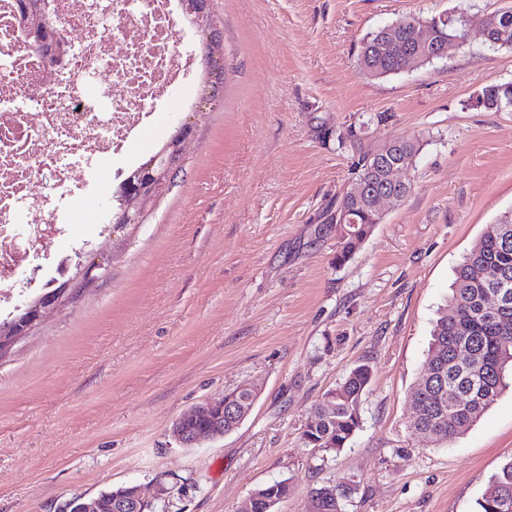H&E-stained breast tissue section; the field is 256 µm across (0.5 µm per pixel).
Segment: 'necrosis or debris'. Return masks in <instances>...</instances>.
I'll use <instances>...</instances> for the list:
<instances>
[{
    "label": "necrosis or debris",
    "instance_id": "necrosis-or-debris-1",
    "mask_svg": "<svg viewBox=\"0 0 512 512\" xmlns=\"http://www.w3.org/2000/svg\"><path fill=\"white\" fill-rule=\"evenodd\" d=\"M22 0H0V320L17 297L66 279L74 257L107 228L86 230L74 203L99 184L122 182L139 164L128 146L159 127L157 103L192 85L200 57L176 45L178 0H58L59 62L25 36ZM128 94L114 101L113 82ZM121 164H114V157ZM49 194L32 192L33 181ZM62 249L37 251L40 242Z\"/></svg>",
    "mask_w": 512,
    "mask_h": 512
}]
</instances>
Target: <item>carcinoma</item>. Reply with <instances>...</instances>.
Instances as JSON below:
<instances>
[{
  "label": "carcinoma",
  "mask_w": 512,
  "mask_h": 512,
  "mask_svg": "<svg viewBox=\"0 0 512 512\" xmlns=\"http://www.w3.org/2000/svg\"><path fill=\"white\" fill-rule=\"evenodd\" d=\"M489 47L512 48V19L491 33ZM360 67L374 78L403 72L409 65L407 51L397 43L383 44L377 35L365 37L358 54ZM362 124H351L337 135L338 147L355 151L352 180L359 191L342 193L339 208L348 210L356 223L344 226L336 251L342 265L378 224L370 206V194L386 191L385 170L372 168L371 153L361 150ZM166 145L133 170L112 194L116 202L130 184L147 177V166ZM504 284L511 296L498 310L487 306V294ZM431 358L425 375L417 381L416 403L410 428L431 429L434 439L446 444L476 423L506 386V371L512 370V214L487 226L483 246L463 258L455 271L452 293L438 311L431 334ZM372 377L369 366L351 368L335 388L324 394L303 431L305 442L326 452H338L361 426V403ZM284 499L292 488L284 481L258 487L252 512H265L263 492ZM479 512H512V460L491 479L478 502Z\"/></svg>",
  "instance_id": "obj_1"
}]
</instances>
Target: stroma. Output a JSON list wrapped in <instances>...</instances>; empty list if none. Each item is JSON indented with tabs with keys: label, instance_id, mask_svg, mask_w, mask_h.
<instances>
[{
	"label": "stroma",
	"instance_id": "35a3bbf8",
	"mask_svg": "<svg viewBox=\"0 0 512 512\" xmlns=\"http://www.w3.org/2000/svg\"><path fill=\"white\" fill-rule=\"evenodd\" d=\"M512 0H212L226 62L218 95L176 101L193 126L142 223L103 236L109 272L0 359V512H61L74 495L162 481L165 512H236L289 481L279 512L344 481L345 512H477L512 460V386L448 445L411 432L410 396L454 271L512 211V112L477 107L512 82V50L473 31L431 65L382 79L358 64L370 32L409 15ZM421 138L412 190L344 266L328 217L351 179L338 150ZM368 364L362 427L342 451L305 444L324 393ZM241 384L250 416L181 446L173 421Z\"/></svg>",
	"mask_w": 512,
	"mask_h": 512
}]
</instances>
